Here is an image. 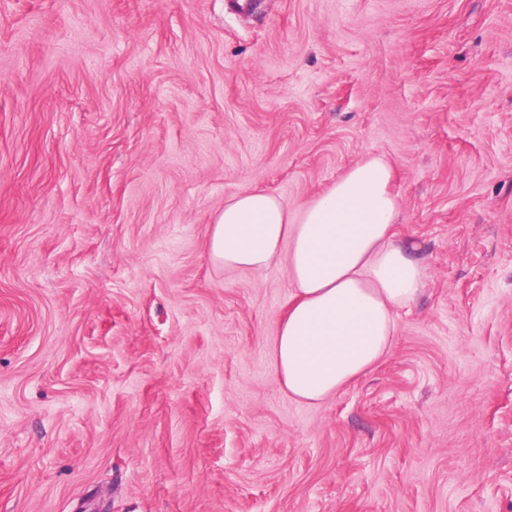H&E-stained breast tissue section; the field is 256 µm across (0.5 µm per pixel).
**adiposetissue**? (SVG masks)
I'll use <instances>...</instances> for the list:
<instances>
[{
  "instance_id": "ef3b65f1",
  "label": "adipose tissue",
  "mask_w": 512,
  "mask_h": 512,
  "mask_svg": "<svg viewBox=\"0 0 512 512\" xmlns=\"http://www.w3.org/2000/svg\"><path fill=\"white\" fill-rule=\"evenodd\" d=\"M392 167L371 156L325 193L289 212L278 197H231L207 230L210 261L262 273L286 261L293 291L271 340L273 370L290 397L316 405L389 357L399 314L430 272L417 245L397 238Z\"/></svg>"
}]
</instances>
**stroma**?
Segmentation results:
<instances>
[{
    "mask_svg": "<svg viewBox=\"0 0 512 512\" xmlns=\"http://www.w3.org/2000/svg\"><path fill=\"white\" fill-rule=\"evenodd\" d=\"M372 155L431 277L304 405L207 229ZM0 512H512V0H0Z\"/></svg>",
    "mask_w": 512,
    "mask_h": 512,
    "instance_id": "35a3bbf8",
    "label": "stroma"
}]
</instances>
